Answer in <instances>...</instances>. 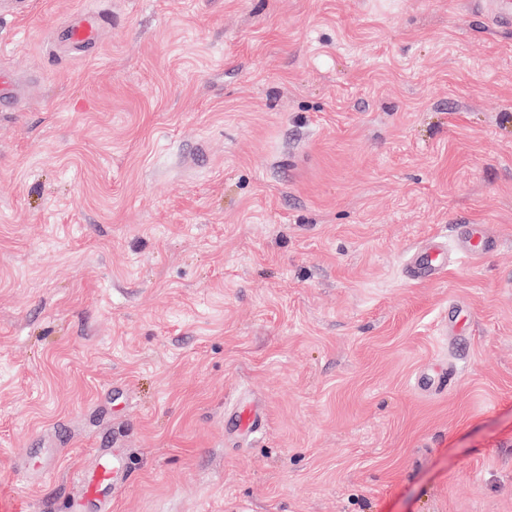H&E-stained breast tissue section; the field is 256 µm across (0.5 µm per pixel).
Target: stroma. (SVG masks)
I'll return each mask as SVG.
<instances>
[{"mask_svg":"<svg viewBox=\"0 0 512 512\" xmlns=\"http://www.w3.org/2000/svg\"><path fill=\"white\" fill-rule=\"evenodd\" d=\"M0 72V512H63L100 446L112 512H512V27L481 0H34ZM467 224L496 248L406 276ZM107 20L103 13L84 14L66 29V40L74 45L92 46L99 42ZM445 266L444 252L435 246L415 249L407 273L412 280L431 279ZM227 424L236 433H258L264 425V411L260 406L240 403L229 413Z\"/></svg>","mask_w":512,"mask_h":512,"instance_id":"stroma-1","label":"stroma"}]
</instances>
